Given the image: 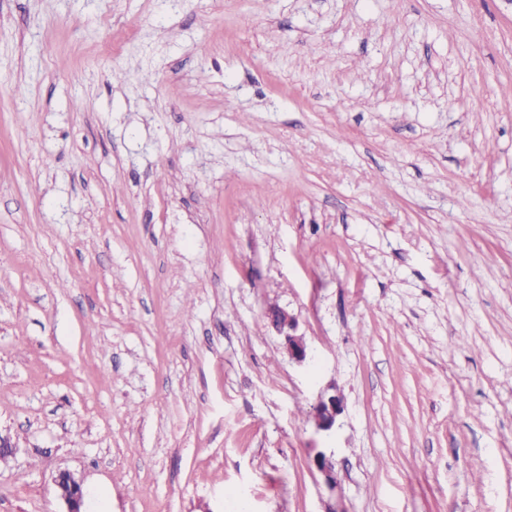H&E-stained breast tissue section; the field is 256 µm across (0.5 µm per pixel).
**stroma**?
Returning <instances> with one entry per match:
<instances>
[{
  "label": "stroma",
  "instance_id": "35a3bbf8",
  "mask_svg": "<svg viewBox=\"0 0 512 512\" xmlns=\"http://www.w3.org/2000/svg\"><path fill=\"white\" fill-rule=\"evenodd\" d=\"M507 99L512 0H0V512H512ZM266 319L285 337L288 355L301 363L307 358V347L302 336L295 334L297 322L294 316L280 307H270L265 313ZM341 410L342 400L340 396L336 395V392L327 398L321 397L312 411L316 428L322 431L332 430ZM59 500L64 506L61 512H85L83 482L70 471H60L55 479Z\"/></svg>",
  "mask_w": 512,
  "mask_h": 512
}]
</instances>
